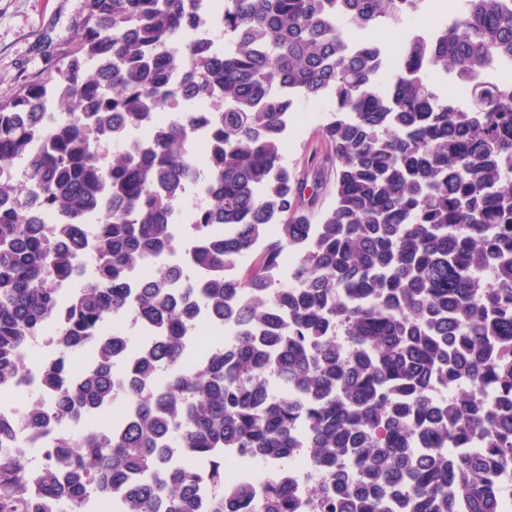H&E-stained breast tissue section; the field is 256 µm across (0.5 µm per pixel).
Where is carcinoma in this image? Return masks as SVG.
Instances as JSON below:
<instances>
[{
  "label": "carcinoma",
  "instance_id": "obj_1",
  "mask_svg": "<svg viewBox=\"0 0 512 512\" xmlns=\"http://www.w3.org/2000/svg\"><path fill=\"white\" fill-rule=\"evenodd\" d=\"M423 2L224 0L211 19L204 0H85L50 75L0 101V386H19L50 319L61 351L39 361L52 406L32 412L56 428L50 459H0V512H83L96 496L119 512H296L288 463L302 448L324 473L314 512H501L512 83L484 73L512 60V0H464L454 25L411 28L396 63L348 34ZM215 23L222 43L204 36ZM440 72L470 104L437 93ZM300 100L331 105L329 151L290 170ZM196 131L201 161L185 149ZM195 184L204 202L187 211ZM182 212L186 242L172 233ZM185 243L192 265L170 267ZM88 265L89 284L57 292ZM200 309L236 333L189 366ZM129 315L159 341L132 349L117 329ZM119 400L130 411L95 427ZM229 451L280 465L262 496L247 477L224 486Z\"/></svg>",
  "mask_w": 512,
  "mask_h": 512
}]
</instances>
